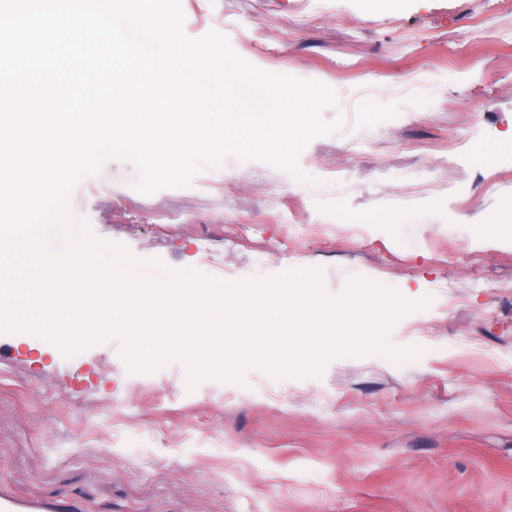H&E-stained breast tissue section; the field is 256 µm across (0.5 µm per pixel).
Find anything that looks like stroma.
I'll return each instance as SVG.
<instances>
[{"instance_id":"1","label":"stroma","mask_w":512,"mask_h":512,"mask_svg":"<svg viewBox=\"0 0 512 512\" xmlns=\"http://www.w3.org/2000/svg\"><path fill=\"white\" fill-rule=\"evenodd\" d=\"M181 5L189 37L221 32L256 67L333 88L323 116L344 123L302 151L300 180L231 156L144 195L109 159L74 188L72 223L224 281L316 269L331 297L390 287L426 303L388 332L415 355L189 388L178 360L131 371L116 337L69 356L0 333V492L83 512H512V7ZM363 213L410 223H351Z\"/></svg>"}]
</instances>
